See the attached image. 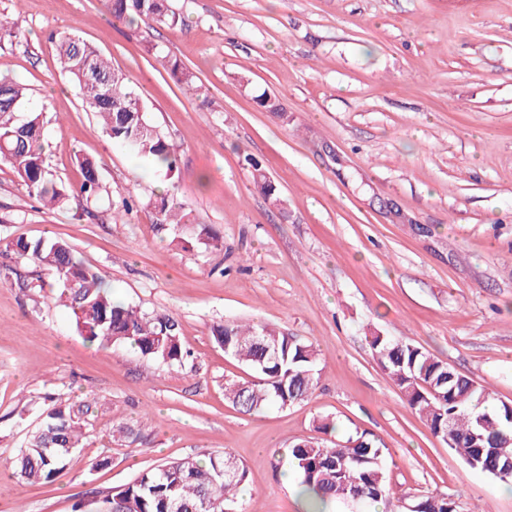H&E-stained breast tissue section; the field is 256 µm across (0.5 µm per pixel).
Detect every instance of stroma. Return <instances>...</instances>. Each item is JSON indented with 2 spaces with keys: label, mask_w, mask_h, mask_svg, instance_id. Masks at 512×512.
Wrapping results in <instances>:
<instances>
[{
  "label": "stroma",
  "mask_w": 512,
  "mask_h": 512,
  "mask_svg": "<svg viewBox=\"0 0 512 512\" xmlns=\"http://www.w3.org/2000/svg\"><path fill=\"white\" fill-rule=\"evenodd\" d=\"M174 28L115 20L103 0H0V74L44 112L46 164L78 184L93 158L99 201L48 211L0 165V512H75L143 471L230 455L246 481L229 512H304L291 446L367 433L394 488L446 494L460 512H512V484L469 468L380 368L371 333L422 347L512 402V0H171ZM70 31L122 71L170 141L180 176L112 142L60 68ZM175 58L209 89L192 98ZM275 98L281 112L257 104ZM258 160L281 199L261 193ZM168 193L221 249L183 250L185 226L142 207ZM61 237L116 299L177 319L189 356L167 366L84 340L40 268L6 241ZM265 324L319 353L308 400L250 413L224 396L250 371L213 324ZM92 401L85 448L54 482L10 459L42 396ZM336 429L320 433L319 423ZM127 423L136 441L114 436ZM106 466H98V459Z\"/></svg>",
  "instance_id": "stroma-1"
}]
</instances>
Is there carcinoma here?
Here are the masks:
<instances>
[{
  "label": "carcinoma",
  "mask_w": 512,
  "mask_h": 512,
  "mask_svg": "<svg viewBox=\"0 0 512 512\" xmlns=\"http://www.w3.org/2000/svg\"><path fill=\"white\" fill-rule=\"evenodd\" d=\"M115 18L130 24L151 21L168 27L182 22L169 0H107ZM62 70L79 89L83 102L99 118L103 132L113 142L179 178L176 158L165 134L145 116L143 99L125 75L93 45L68 32L52 39ZM167 71L186 93L205 95L176 59ZM26 88L0 76V164L10 167L29 196L54 210L76 194L87 199L99 193L96 162L79 159L82 180L67 188L59 184L45 165L43 112L24 111ZM256 183L272 203L280 202L278 189L253 161ZM163 224L181 225L185 214L169 205L168 197L149 200ZM185 248L204 245L214 249L224 243L205 224L190 225ZM16 258L32 263L49 275L60 289L63 305L71 310L81 336L99 345L128 346L142 357L168 365L187 355L181 325L168 315H149L112 299L104 278L86 265L63 239L17 237L7 244ZM215 342L224 353L246 365L254 379L229 381L225 396L244 412L270 405L288 407L307 400L318 379V353L311 344L273 328L236 321L213 326ZM378 364L400 389L407 406L425 421L431 433L448 438V448L474 470L506 480L512 469V404L490 405L491 392L478 385L470 390L445 379L450 367L428 351L408 342L370 336ZM40 426L30 431L12 461L15 474L26 483L55 480L67 458L84 447L91 403L84 400L56 402L51 397ZM385 446L361 435L345 444L327 447L304 439L289 449L302 490L333 500L379 502L393 494L383 459ZM246 479L236 460L212 454L202 461L184 457L142 472L133 482L106 496L95 512H217L234 499ZM421 512H453L454 500L446 494L416 497Z\"/></svg>",
  "instance_id": "cac0c4a2"
}]
</instances>
